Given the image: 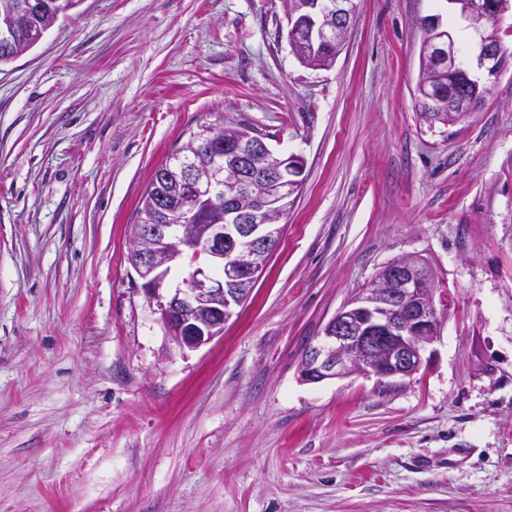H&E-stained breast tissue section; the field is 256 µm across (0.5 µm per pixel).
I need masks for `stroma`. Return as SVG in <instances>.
<instances>
[{
	"label": "stroma",
	"mask_w": 512,
	"mask_h": 512,
	"mask_svg": "<svg viewBox=\"0 0 512 512\" xmlns=\"http://www.w3.org/2000/svg\"><path fill=\"white\" fill-rule=\"evenodd\" d=\"M332 67L282 0H79L0 66V512H512V64L423 118L420 21L355 0ZM303 157L237 316L179 351L128 263L155 169L202 128ZM448 291L427 368L306 384L299 361L378 268Z\"/></svg>",
	"instance_id": "obj_1"
}]
</instances>
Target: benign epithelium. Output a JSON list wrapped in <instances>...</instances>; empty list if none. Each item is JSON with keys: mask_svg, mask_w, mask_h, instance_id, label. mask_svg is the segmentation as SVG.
I'll return each instance as SVG.
<instances>
[{"mask_svg": "<svg viewBox=\"0 0 512 512\" xmlns=\"http://www.w3.org/2000/svg\"><path fill=\"white\" fill-rule=\"evenodd\" d=\"M474 35L468 65L438 16L422 21L419 53L431 78L418 91L424 117L448 125L473 109L502 74L512 55L496 19L508 0H448ZM292 52L311 63L325 46L342 50L354 0H284ZM72 9L71 0H18L0 17V48L11 62L35 47L49 30L46 18ZM469 94L458 89L460 82ZM208 144L200 157L181 150L159 174L167 190L132 227L130 266L159 320L180 351L196 350L224 330L261 276L284 232L282 220L303 184L304 162L275 152L249 130L226 139L207 128L195 135ZM188 265L171 289L172 270ZM448 294L433 267L415 253L377 270L374 283L340 308L310 344L298 366L307 383L374 376L378 382L412 377L430 359L427 348L442 332Z\"/></svg>", "mask_w": 512, "mask_h": 512, "instance_id": "obj_1", "label": "benign epithelium"}]
</instances>
